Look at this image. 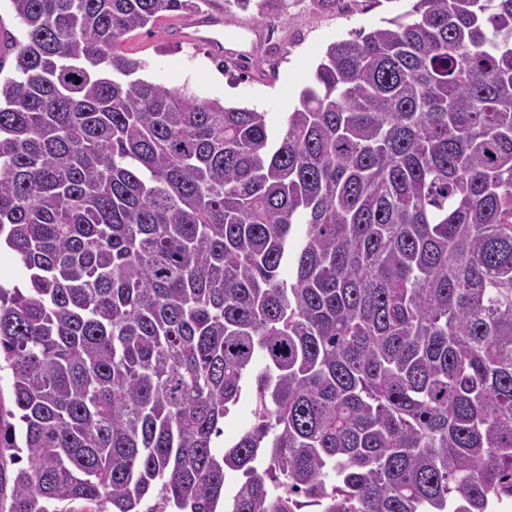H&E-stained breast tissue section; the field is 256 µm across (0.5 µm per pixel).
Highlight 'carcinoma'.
<instances>
[{
	"instance_id": "obj_1",
	"label": "carcinoma",
	"mask_w": 512,
	"mask_h": 512,
	"mask_svg": "<svg viewBox=\"0 0 512 512\" xmlns=\"http://www.w3.org/2000/svg\"><path fill=\"white\" fill-rule=\"evenodd\" d=\"M9 2V512L512 499V0L330 44L277 132L119 50L195 0ZM252 422V407L249 402L243 401L238 404L232 417L224 425L225 438H231L239 430L244 429Z\"/></svg>"
}]
</instances>
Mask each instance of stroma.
Here are the masks:
<instances>
[{
  "instance_id": "obj_1",
  "label": "stroma",
  "mask_w": 512,
  "mask_h": 512,
  "mask_svg": "<svg viewBox=\"0 0 512 512\" xmlns=\"http://www.w3.org/2000/svg\"><path fill=\"white\" fill-rule=\"evenodd\" d=\"M410 0H352L313 14L307 0H283L266 8L268 21L279 26V38L264 44L265 27L255 20L256 7L237 0H203V15L223 13L224 27L239 32L252 56L250 73L228 66L217 68L205 47H189L176 33L189 20V13L167 14L153 27L124 36L120 48L145 63L143 78L171 87L190 85L200 97L218 99L226 105L264 112L267 124L279 129L287 112L298 103L301 90L310 84L317 63L327 46L350 38L355 31L380 26L382 18L410 8Z\"/></svg>"
}]
</instances>
